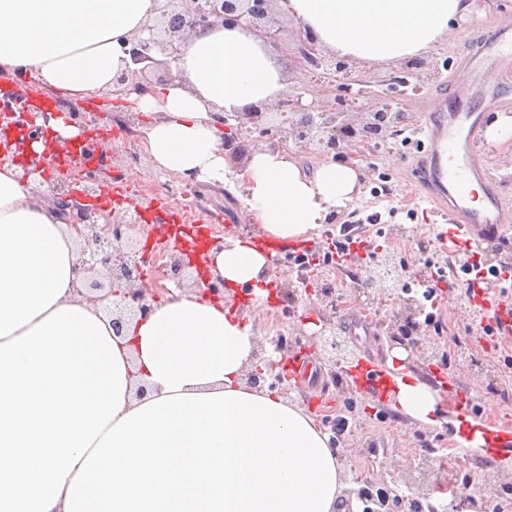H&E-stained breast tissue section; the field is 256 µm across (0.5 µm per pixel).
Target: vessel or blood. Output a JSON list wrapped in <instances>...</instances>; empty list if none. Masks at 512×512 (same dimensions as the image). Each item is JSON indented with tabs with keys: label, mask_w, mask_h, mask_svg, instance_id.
Listing matches in <instances>:
<instances>
[{
	"label": "vessel or blood",
	"mask_w": 512,
	"mask_h": 512,
	"mask_svg": "<svg viewBox=\"0 0 512 512\" xmlns=\"http://www.w3.org/2000/svg\"><path fill=\"white\" fill-rule=\"evenodd\" d=\"M511 32L512 25L503 22L479 46L461 47L459 60L466 71H474L481 59L497 52ZM481 123V113L472 110L460 93L440 89L416 131L417 161L413 173L418 190L455 219L443 231V241L451 249L463 247L474 254L481 243L502 237L512 226L507 218L512 212V200L486 178L484 166L472 148ZM473 183L480 185L483 192L477 206L470 203L469 186ZM504 279V273L489 272L484 264L468 269L475 303L494 312L501 331L506 333L512 331V315L502 310L498 298L491 293ZM350 378L378 400L387 397L396 386L393 373L369 360L355 366Z\"/></svg>",
	"instance_id": "vessel-or-blood-1"
}]
</instances>
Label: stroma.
Here are the masks:
<instances>
[{
    "label": "stroma",
    "instance_id": "stroma-1",
    "mask_svg": "<svg viewBox=\"0 0 512 512\" xmlns=\"http://www.w3.org/2000/svg\"><path fill=\"white\" fill-rule=\"evenodd\" d=\"M503 20L512 21V0H481L478 14L459 21L453 41H437L423 52V59L434 62L438 68L436 81H427L420 70L408 75L402 101L405 121L398 125L395 135L359 158L358 166L363 174L359 194L337 214L335 223L323 225L317 234L310 236L309 245L324 249L332 236L347 227L354 236L372 244L370 251L362 252L354 263L335 266L331 274L336 282L334 302L308 294L303 284L304 271L284 254L272 261V287L276 292L272 302L246 310L242 307V290L224 291L227 305L242 309L246 322L250 323L259 356L277 361L290 358L302 349L320 368L321 378L329 382L330 390L319 403H309L307 394L288 381H274L273 387L289 402L307 407L322 432L330 430L324 405L334 404L337 413L346 416L348 433L337 446L346 476L359 473L384 476L406 495L428 499L441 512H497L501 494L512 493V451L491 453L476 449L459 457L458 497L452 499L433 493V486L445 480L437 451L453 447L456 436L452 399L441 400L435 423L412 422L394 409L392 401L372 403L367 395L341 379L338 369L321 359L310 338L329 325L345 331L349 319L364 316V308L377 292L370 278L376 275L385 252L396 255V283L400 286L412 281L415 272L424 269L426 263L444 267L446 273L453 274L470 261V254L448 252L439 243L437 232L442 219L414 196L406 161L411 148L403 139L429 111L431 91L437 81L450 86L464 85L482 113L484 123L494 121L500 112L512 115V74L502 75L495 57H486L480 70L474 73L464 72L456 61V49L469 32L477 26L490 27ZM19 89L27 91L31 101L49 104L60 116L76 107L59 94L40 87L28 75L0 76V96ZM76 108L94 114L97 129L117 149L110 160L97 166V183L121 181L122 198L126 201L154 199L149 226L135 227L132 235L139 244L157 246L162 224L172 223L178 217L168 192L183 187V179L143 164L131 166L128 151L133 146L142 147L143 134L139 124L129 123L130 109L115 108L107 95L84 101ZM475 149L501 194L512 200V153L495 148L483 137L476 142ZM194 189L198 213L209 219L212 237L258 238L257 224L250 220L239 198L223 185L198 182ZM400 309L397 300L377 307L371 316H366L370 335L349 336L350 348L360 357L376 355L383 365L393 363L396 345L388 326ZM474 325L469 297L464 288H456L446 294L442 313L424 328L429 338L444 346L446 359L434 367L411 349L403 366L427 380L433 371H440L442 376L453 378L458 392L470 395L479 404L485 418L495 422L512 420V369L501 368L504 356L495 349L499 343L512 348V336L500 337L494 344L477 338Z\"/></svg>",
    "mask_w": 512,
    "mask_h": 512
}]
</instances>
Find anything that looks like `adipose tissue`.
<instances>
[{"mask_svg":"<svg viewBox=\"0 0 512 512\" xmlns=\"http://www.w3.org/2000/svg\"><path fill=\"white\" fill-rule=\"evenodd\" d=\"M160 0H0V72L31 71L70 102L112 92L122 43L145 35ZM336 55L415 56L473 14L475 0H280ZM286 75L245 28L192 35L169 80L130 95L143 160L227 184L281 244L305 238L360 191L356 162L306 173L294 152L252 151L236 168L217 118L277 100ZM20 166L0 167V512H335L349 488L315 418L249 386L257 338L224 303L178 291L112 328L80 298L68 217ZM210 271L264 299L263 251L229 237ZM439 395L408 372L395 407L433 423Z\"/></svg>","mask_w":512,"mask_h":512,"instance_id":"1","label":"adipose tissue"}]
</instances>
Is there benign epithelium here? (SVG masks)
<instances>
[{
    "label": "benign epithelium",
    "mask_w": 512,
    "mask_h": 512,
    "mask_svg": "<svg viewBox=\"0 0 512 512\" xmlns=\"http://www.w3.org/2000/svg\"><path fill=\"white\" fill-rule=\"evenodd\" d=\"M277 0H163L159 15L153 24L146 26L149 35L136 36L125 42L124 52L129 57L124 71L117 78L118 93L125 96L141 95L152 86L149 74L162 65L171 71V63L179 60L182 46L189 36L217 27L243 26L257 32L272 44L281 43V13L276 8ZM165 61L156 58L157 54ZM288 67L305 75L322 74L324 83L333 87L332 94H321L309 103L303 102L300 94H288L272 105L254 106L246 112L224 114V153L237 160L253 149H286L289 142H304L313 146L323 157L336 159L348 155L362 157L371 146L385 141L390 129L405 120V113L396 106L400 79L390 83L394 95L385 98L369 95L360 87L362 81L354 78L349 63L330 55L311 34L297 35L286 45ZM359 89H354V86ZM19 135L9 144L15 145L22 155H27L31 142L44 139L46 146L42 156H30L23 162L24 175L40 172L41 166L50 158L70 152V142L60 145L45 135V129L33 123L17 128ZM89 150L86 154L101 160L108 158L106 140L96 134L86 137ZM53 201L69 211L72 218L70 229L85 248L79 257V266L91 275H102L108 279V295L119 298L112 312V326L122 329L124 320L149 315L158 296L145 287L144 267L150 257L133 243L130 231L142 223L147 208L139 203L133 210L113 212L105 223H98L96 212L89 205L74 197L69 189L67 177L63 176L52 185ZM182 227L171 224L167 228L164 248L167 255L165 268L171 279H180L183 271L192 266L196 272H204V293L220 299L224 292V280L213 276L209 270L210 258L192 257L179 245ZM83 296L90 302L101 301L104 285L84 278ZM420 308L409 300L403 301L400 312L393 315L391 339L400 345L420 348L427 353L428 360L438 357V352L422 334V325L415 321ZM313 345L326 353L327 361L339 366L355 359L344 340L333 328H322L314 334ZM360 484L351 490L365 504L363 512H419L417 499L399 495L387 482L369 477L356 478Z\"/></svg>",
    "instance_id": "benign-epithelium-1"
}]
</instances>
